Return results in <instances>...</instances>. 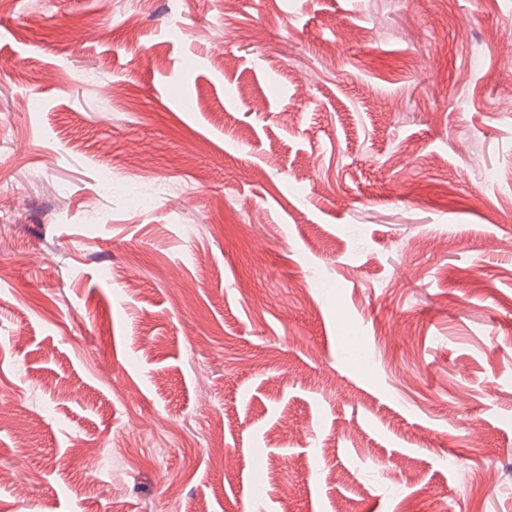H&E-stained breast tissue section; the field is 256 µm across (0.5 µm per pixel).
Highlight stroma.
Here are the masks:
<instances>
[{"label":"stroma","mask_w":512,"mask_h":512,"mask_svg":"<svg viewBox=\"0 0 512 512\" xmlns=\"http://www.w3.org/2000/svg\"><path fill=\"white\" fill-rule=\"evenodd\" d=\"M0 471L512 512V0H0Z\"/></svg>","instance_id":"1"}]
</instances>
